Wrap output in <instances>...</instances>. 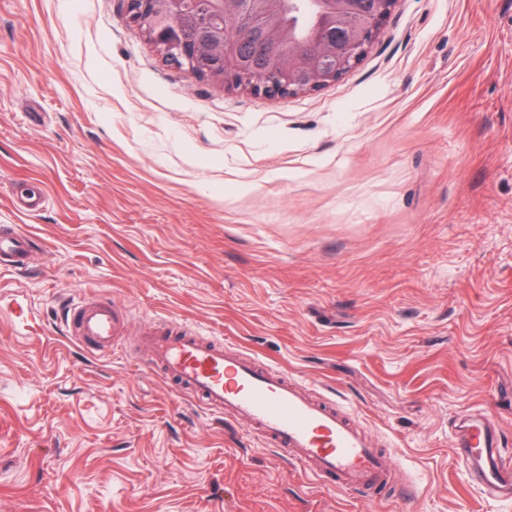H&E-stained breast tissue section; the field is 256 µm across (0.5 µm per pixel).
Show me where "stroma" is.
Listing matches in <instances>:
<instances>
[{"instance_id":"stroma-1","label":"stroma","mask_w":512,"mask_h":512,"mask_svg":"<svg viewBox=\"0 0 512 512\" xmlns=\"http://www.w3.org/2000/svg\"><path fill=\"white\" fill-rule=\"evenodd\" d=\"M2 224L35 246L0 260V512H512L452 448L476 409L512 440V0H397L276 99L168 65L124 0H0ZM97 296L128 315L108 354L62 325ZM159 322L335 399L410 499L144 368Z\"/></svg>"}]
</instances>
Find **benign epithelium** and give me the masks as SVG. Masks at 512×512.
<instances>
[{
  "label": "benign epithelium",
  "instance_id": "benign-epithelium-1",
  "mask_svg": "<svg viewBox=\"0 0 512 512\" xmlns=\"http://www.w3.org/2000/svg\"><path fill=\"white\" fill-rule=\"evenodd\" d=\"M125 2L131 22L169 65L274 99L317 90L349 72L397 0H315L313 46L286 59L293 31L282 19L299 9L297 0H206V20L192 11L196 0ZM230 27L252 40L250 52L240 38L225 34Z\"/></svg>",
  "mask_w": 512,
  "mask_h": 512
}]
</instances>
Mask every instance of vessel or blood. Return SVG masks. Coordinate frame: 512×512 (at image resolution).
Masks as SVG:
<instances>
[{
    "label": "vessel or blood",
    "mask_w": 512,
    "mask_h": 512,
    "mask_svg": "<svg viewBox=\"0 0 512 512\" xmlns=\"http://www.w3.org/2000/svg\"><path fill=\"white\" fill-rule=\"evenodd\" d=\"M30 243L16 227L0 230V256L12 267H28ZM125 331L122 311L103 300L75 307L68 325L69 334L92 354L114 349ZM140 345L153 368L191 397L245 423L315 480L350 491L393 489L391 461L365 431L334 404L306 397L255 357L169 324L145 326ZM452 446L488 494L512 495V454L505 452L500 431L480 413L461 418Z\"/></svg>",
    "instance_id": "vessel-or-blood-1"
}]
</instances>
